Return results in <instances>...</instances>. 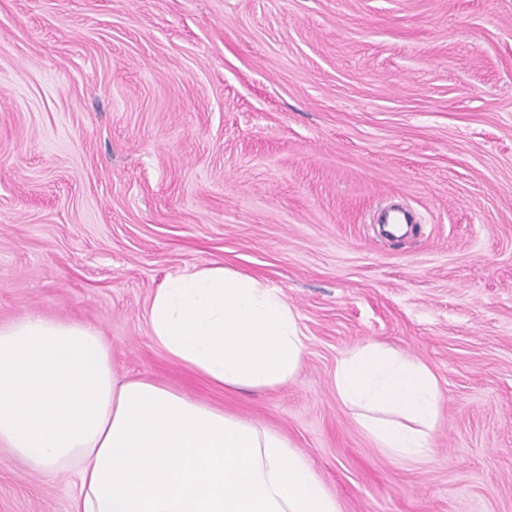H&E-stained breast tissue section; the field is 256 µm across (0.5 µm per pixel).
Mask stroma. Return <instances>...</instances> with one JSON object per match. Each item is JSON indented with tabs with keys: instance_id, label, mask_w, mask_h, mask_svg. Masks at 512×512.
<instances>
[{
	"instance_id": "35a3bbf8",
	"label": "stroma",
	"mask_w": 512,
	"mask_h": 512,
	"mask_svg": "<svg viewBox=\"0 0 512 512\" xmlns=\"http://www.w3.org/2000/svg\"><path fill=\"white\" fill-rule=\"evenodd\" d=\"M391 203L413 232L382 235ZM214 263L297 311L281 387L153 344L154 290ZM29 314L284 435L342 512H512V0H0V323ZM373 342L438 378L429 458L336 395ZM70 505L0 449V512Z\"/></svg>"
}]
</instances>
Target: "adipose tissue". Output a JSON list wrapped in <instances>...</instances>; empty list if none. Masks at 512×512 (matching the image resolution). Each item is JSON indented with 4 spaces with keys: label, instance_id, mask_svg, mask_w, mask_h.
Segmentation results:
<instances>
[{
    "label": "adipose tissue",
    "instance_id": "1",
    "mask_svg": "<svg viewBox=\"0 0 512 512\" xmlns=\"http://www.w3.org/2000/svg\"><path fill=\"white\" fill-rule=\"evenodd\" d=\"M147 317L151 340L220 390L275 388L302 364L293 307L221 265L168 277ZM333 382L379 448L426 458L442 393L425 364L366 344L337 360ZM0 447L32 471L73 478L71 512H340L289 440L119 375L103 336L76 321L0 325Z\"/></svg>",
    "mask_w": 512,
    "mask_h": 512
}]
</instances>
